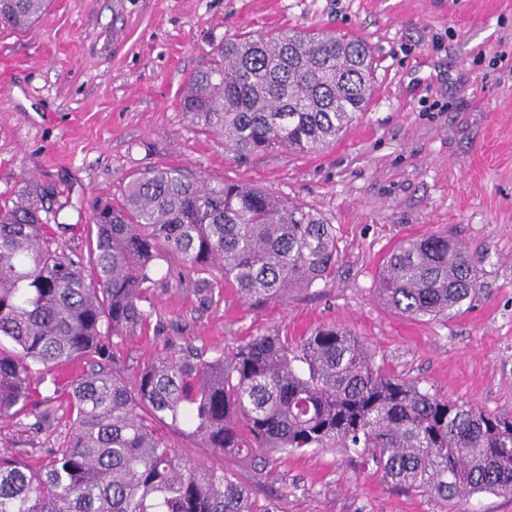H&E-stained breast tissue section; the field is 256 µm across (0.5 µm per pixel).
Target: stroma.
Masks as SVG:
<instances>
[{"instance_id": "35a3bbf8", "label": "stroma", "mask_w": 512, "mask_h": 512, "mask_svg": "<svg viewBox=\"0 0 512 512\" xmlns=\"http://www.w3.org/2000/svg\"><path fill=\"white\" fill-rule=\"evenodd\" d=\"M285 29L363 39L372 98L329 149L238 161L183 114L182 86L216 45ZM156 165L243 180L321 213L338 260L313 287L246 300L222 286L198 295L169 258L148 330L114 341L126 377L189 344L209 359L256 336L333 325L386 370L512 418V0H52L30 30L0 28V193L27 179L58 187L61 247L84 254L94 202ZM431 234L466 248L478 288L415 320L382 300L378 278L400 242ZM30 424L0 421V450L32 463L66 429ZM166 435L278 512H512V495L445 502L405 490L353 452L288 456L258 473L179 430Z\"/></svg>"}]
</instances>
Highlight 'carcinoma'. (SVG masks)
<instances>
[{
  "mask_svg": "<svg viewBox=\"0 0 512 512\" xmlns=\"http://www.w3.org/2000/svg\"><path fill=\"white\" fill-rule=\"evenodd\" d=\"M51 0H0V26L25 32ZM367 44L285 30L224 42L180 96L192 125L224 135L237 157L336 142L371 92ZM56 186L26 180L0 194V418L32 415L37 385L68 431L36 464L0 453V512H276L233 475L185 457L162 428L254 469L329 448L361 453L382 479L444 501L512 494V419L432 394L391 374L351 333L321 327L290 342L256 336L211 359L188 347L119 374L112 338L144 330L159 262L172 256L211 287L218 271L243 298L310 288L336 265L333 225L309 208L234 180L155 166L91 215L87 256L54 235ZM475 264L446 235L401 243L378 292L410 318L437 316L476 291ZM91 370L62 386L56 370Z\"/></svg>",
  "mask_w": 512,
  "mask_h": 512,
  "instance_id": "obj_1",
  "label": "carcinoma"
}]
</instances>
